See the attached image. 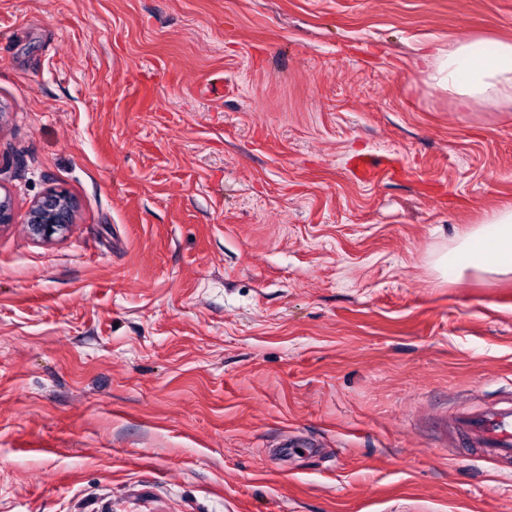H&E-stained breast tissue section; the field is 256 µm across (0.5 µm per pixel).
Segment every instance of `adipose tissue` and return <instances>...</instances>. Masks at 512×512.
Listing matches in <instances>:
<instances>
[{"instance_id":"ef3b65f1","label":"adipose tissue","mask_w":512,"mask_h":512,"mask_svg":"<svg viewBox=\"0 0 512 512\" xmlns=\"http://www.w3.org/2000/svg\"><path fill=\"white\" fill-rule=\"evenodd\" d=\"M420 58L425 82L459 107L512 104V41L458 33L449 36L447 46L424 49ZM434 267L458 281L474 271L512 275V207L496 210L466 230L451 251L436 259Z\"/></svg>"}]
</instances>
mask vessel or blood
Here are the masks:
<instances>
[{"mask_svg":"<svg viewBox=\"0 0 512 512\" xmlns=\"http://www.w3.org/2000/svg\"><path fill=\"white\" fill-rule=\"evenodd\" d=\"M353 170L364 182L395 174L390 161L376 154L357 157ZM452 426L461 441L464 456L489 462L512 477V394L490 404L456 410Z\"/></svg>","mask_w":512,"mask_h":512,"instance_id":"1","label":"vessel or blood"}]
</instances>
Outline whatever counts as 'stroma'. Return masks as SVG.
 <instances>
[{
  "mask_svg": "<svg viewBox=\"0 0 512 512\" xmlns=\"http://www.w3.org/2000/svg\"><path fill=\"white\" fill-rule=\"evenodd\" d=\"M461 31L512 0H0V512H512L447 427L512 389V279L434 268L512 206ZM426 83L469 109L475 104L512 105V41L467 33L448 37V47L422 49ZM353 170L359 180L372 182L384 176L393 177L395 169L391 162L376 154H364L355 159ZM76 202L64 191L51 190L33 202L28 232L42 242L64 236L75 224Z\"/></svg>",
  "mask_w": 512,
  "mask_h": 512,
  "instance_id": "stroma-1",
  "label": "stroma"
}]
</instances>
